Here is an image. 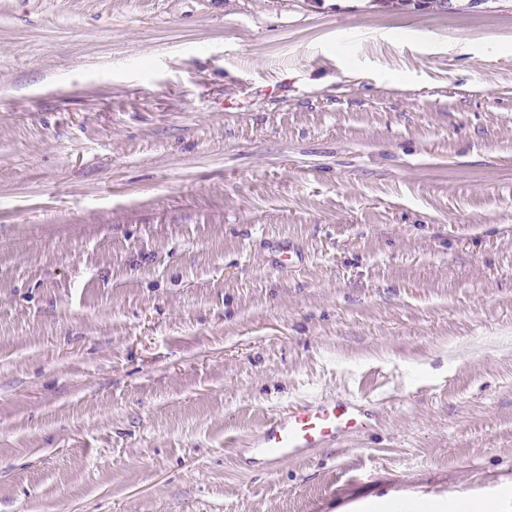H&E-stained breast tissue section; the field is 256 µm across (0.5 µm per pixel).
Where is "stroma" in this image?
<instances>
[{
	"instance_id": "35a3bbf8",
	"label": "stroma",
	"mask_w": 512,
	"mask_h": 512,
	"mask_svg": "<svg viewBox=\"0 0 512 512\" xmlns=\"http://www.w3.org/2000/svg\"><path fill=\"white\" fill-rule=\"evenodd\" d=\"M458 494L512 512V0H0V512ZM373 403L351 391L303 393L274 413L258 434L243 439L237 452L250 453L248 463L265 470L286 460L306 458L316 448L344 445L381 425Z\"/></svg>"
}]
</instances>
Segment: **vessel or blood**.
<instances>
[{
  "label": "vessel or blood",
  "mask_w": 512,
  "mask_h": 512,
  "mask_svg": "<svg viewBox=\"0 0 512 512\" xmlns=\"http://www.w3.org/2000/svg\"><path fill=\"white\" fill-rule=\"evenodd\" d=\"M381 424L372 399L346 391L324 395L304 393L274 413L261 431L243 439L239 447L260 470L286 460L303 459L318 448H333L371 432Z\"/></svg>",
  "instance_id": "vessel-or-blood-1"
}]
</instances>
